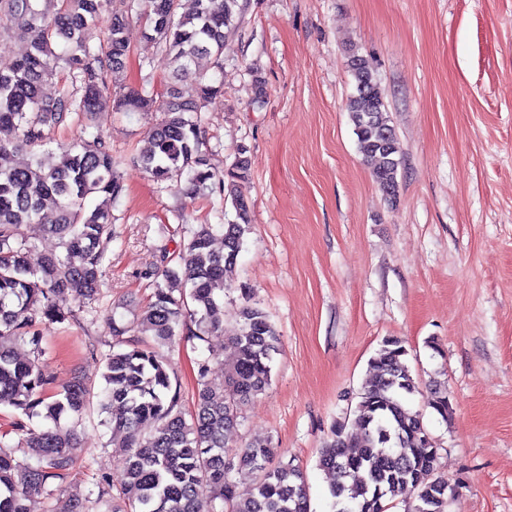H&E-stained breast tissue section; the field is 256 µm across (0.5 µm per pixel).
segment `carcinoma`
<instances>
[{
  "label": "carcinoma",
  "mask_w": 512,
  "mask_h": 512,
  "mask_svg": "<svg viewBox=\"0 0 512 512\" xmlns=\"http://www.w3.org/2000/svg\"><path fill=\"white\" fill-rule=\"evenodd\" d=\"M46 7L39 9L36 3ZM179 0H0V32L26 41L12 68L0 71V155L44 143L49 131L71 115L83 119L107 104L117 112H158L149 131L152 148L139 158L156 181L187 175L184 193L209 192L231 197L235 220L220 225L223 248H213L214 227L202 224L178 254L177 267L154 273L152 300L141 330L164 346L180 333L204 341L222 327L224 289L250 231L251 202L240 190L247 177L246 150L226 170L201 150L203 112L222 84L203 77L185 88L168 82L157 95L143 87L116 84L126 68L130 45L127 22L139 20L145 38L172 55L175 70L201 57L220 62L224 38L234 29L244 5L240 0H196L192 14H178ZM105 25V42L93 43V31ZM109 67H104L102 57ZM347 66L355 92L346 101L359 151L372 165V177L385 200L394 203L400 189L401 148L370 61L355 52ZM65 83L58 96L45 99L42 83L59 72ZM119 161L108 137L96 131L71 145L60 163L47 165L30 155L0 169V405L27 419L50 423L34 428L21 419L9 423L0 439L18 433L23 457L0 442V512H309L303 473L288 461H275L276 449L264 442L236 446L241 406L271 383L280 336L269 315L245 296L238 331L226 337L230 357L224 381L208 379L209 361L198 362L194 411L185 417L180 387L172 384L168 364L153 348H122L103 355L104 399L112 432L124 436L127 456L118 496L106 476L95 478L93 504L60 500L58 491L76 462L77 425L86 407V390L76 381L49 391L39 365L38 324L75 323V307L94 300L102 278L105 246L112 240L108 203L123 192L116 174ZM103 197L89 209L87 199ZM54 204L44 214L46 201ZM58 240L60 252L41 253L35 234ZM6 339L28 340L33 357L21 361ZM397 337L383 340L371 359V377L355 408L359 431L337 423L320 448L318 466L331 479L334 512H387L396 500L416 503L407 512H447L448 479L437 474L438 448L409 399L420 392ZM427 405L443 421L454 408L448 390L430 389ZM250 477L254 492L236 495V479ZM210 489L203 496L202 487Z\"/></svg>",
  "instance_id": "obj_1"
}]
</instances>
